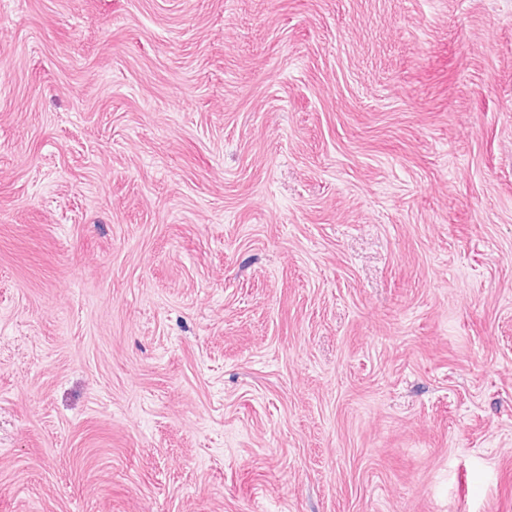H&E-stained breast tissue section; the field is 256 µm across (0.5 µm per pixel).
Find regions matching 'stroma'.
Here are the masks:
<instances>
[{
    "label": "stroma",
    "instance_id": "35a3bbf8",
    "mask_svg": "<svg viewBox=\"0 0 512 512\" xmlns=\"http://www.w3.org/2000/svg\"><path fill=\"white\" fill-rule=\"evenodd\" d=\"M0 512H512V0H0Z\"/></svg>",
    "mask_w": 512,
    "mask_h": 512
}]
</instances>
